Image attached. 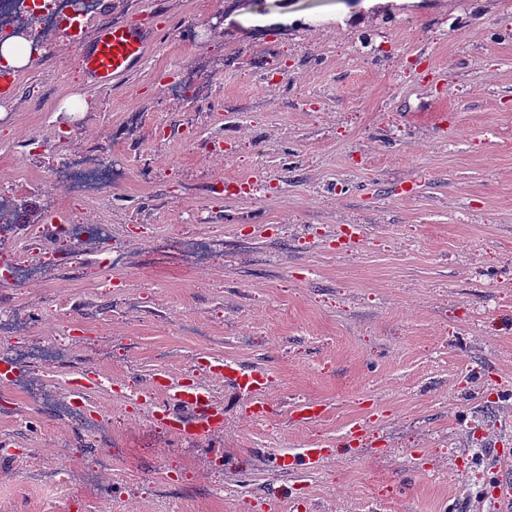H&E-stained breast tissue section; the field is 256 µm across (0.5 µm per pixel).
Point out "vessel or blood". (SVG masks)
<instances>
[{
	"instance_id": "b4317fda",
	"label": "vessel or blood",
	"mask_w": 512,
	"mask_h": 512,
	"mask_svg": "<svg viewBox=\"0 0 512 512\" xmlns=\"http://www.w3.org/2000/svg\"><path fill=\"white\" fill-rule=\"evenodd\" d=\"M152 29L138 27L123 20L99 27L90 45L81 54L83 75L97 87L111 86L114 80L130 74L143 60L148 43L154 39ZM206 373L224 378L238 394L247 397L252 415L266 411L264 393L270 385L265 372L234 368L223 361L201 357ZM160 396L153 420L171 434L183 439L204 441L224 429V411L213 401L201 383H182L174 386L157 383ZM324 449L306 448L296 454L277 455V470L309 472L322 466Z\"/></svg>"
}]
</instances>
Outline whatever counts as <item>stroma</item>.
<instances>
[{
	"label": "stroma",
	"instance_id": "1",
	"mask_svg": "<svg viewBox=\"0 0 512 512\" xmlns=\"http://www.w3.org/2000/svg\"><path fill=\"white\" fill-rule=\"evenodd\" d=\"M101 2L159 36L109 88L60 41L21 69L0 104V197L111 225L120 282L98 288L101 257L82 241L77 267L42 265L0 304L30 340L69 331L57 387L98 367L88 401L111 407L106 440L124 453L85 475L82 454L56 456L75 438L56 406L0 388V441L17 448L0 454V512H498L512 464V0ZM173 63L192 79L175 98ZM37 136L53 155L29 154ZM74 153L123 167L107 202L36 188ZM255 179L262 191L242 192ZM223 182L235 194H217ZM160 350L175 354L163 367ZM201 355L271 380L262 420L210 382L220 472L128 398ZM310 400L322 414L298 420ZM304 448L332 455L314 472L265 459ZM60 467L68 488L27 478Z\"/></svg>",
	"mask_w": 512,
	"mask_h": 512
}]
</instances>
